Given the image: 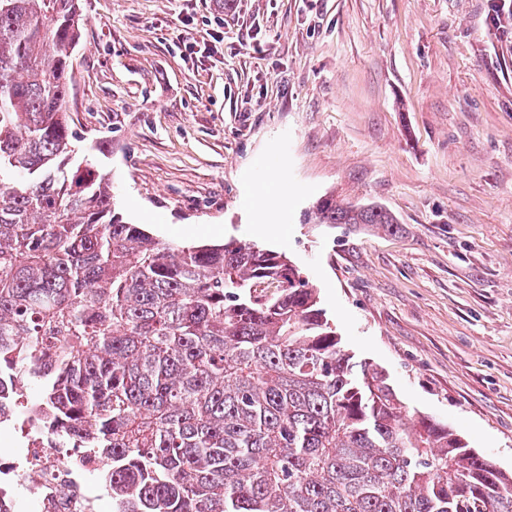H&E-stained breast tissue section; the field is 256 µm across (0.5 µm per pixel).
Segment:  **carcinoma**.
<instances>
[{
    "mask_svg": "<svg viewBox=\"0 0 512 512\" xmlns=\"http://www.w3.org/2000/svg\"><path fill=\"white\" fill-rule=\"evenodd\" d=\"M77 0H0V399L91 448L112 512H512V474L341 343L284 254L117 216L68 121ZM316 224H395L317 200Z\"/></svg>",
    "mask_w": 512,
    "mask_h": 512,
    "instance_id": "obj_1",
    "label": "carcinoma"
}]
</instances>
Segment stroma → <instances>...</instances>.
I'll return each instance as SVG.
<instances>
[{"mask_svg": "<svg viewBox=\"0 0 512 512\" xmlns=\"http://www.w3.org/2000/svg\"><path fill=\"white\" fill-rule=\"evenodd\" d=\"M71 129L125 221L306 271L412 414L512 473V27L489 0H78ZM212 57L185 55L210 39ZM397 219L305 222L323 196ZM214 19L217 20V29H213L214 32L210 34L211 44L203 42V46H201L198 42L185 38L183 45L185 50L189 52V55L193 54L196 57L197 54H200L202 57L205 54L206 57H210L214 52H218L217 44L220 46L224 44V18L217 15Z\"/></svg>", "mask_w": 512, "mask_h": 512, "instance_id": "35a3bbf8", "label": "stroma"}]
</instances>
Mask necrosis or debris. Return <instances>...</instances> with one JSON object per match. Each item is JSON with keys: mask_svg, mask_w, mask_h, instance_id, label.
<instances>
[{"mask_svg": "<svg viewBox=\"0 0 512 512\" xmlns=\"http://www.w3.org/2000/svg\"><path fill=\"white\" fill-rule=\"evenodd\" d=\"M20 425L29 439L17 450L11 443ZM102 466L94 452L64 447L46 433L33 411H0V512H112L111 498L86 480Z\"/></svg>", "mask_w": 512, "mask_h": 512, "instance_id": "1", "label": "necrosis or debris"}]
</instances>
